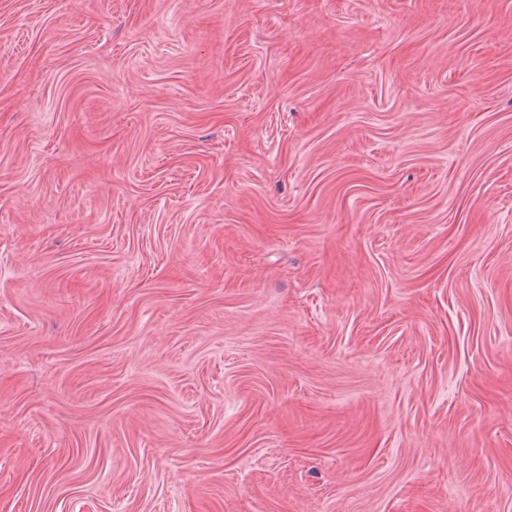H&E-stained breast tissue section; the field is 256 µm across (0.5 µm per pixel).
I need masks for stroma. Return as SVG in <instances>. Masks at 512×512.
I'll return each instance as SVG.
<instances>
[{"instance_id":"obj_1","label":"stroma","mask_w":512,"mask_h":512,"mask_svg":"<svg viewBox=\"0 0 512 512\" xmlns=\"http://www.w3.org/2000/svg\"><path fill=\"white\" fill-rule=\"evenodd\" d=\"M0 512H512V0H0Z\"/></svg>"}]
</instances>
